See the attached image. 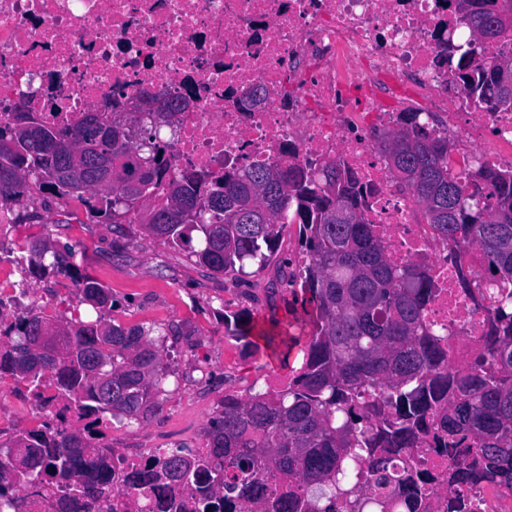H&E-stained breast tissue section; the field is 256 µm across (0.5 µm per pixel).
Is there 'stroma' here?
<instances>
[{
	"label": "stroma",
	"instance_id": "35a3bbf8",
	"mask_svg": "<svg viewBox=\"0 0 512 512\" xmlns=\"http://www.w3.org/2000/svg\"><path fill=\"white\" fill-rule=\"evenodd\" d=\"M35 220H28V213ZM13 244L49 237L54 247H76V262L82 274L109 289L113 323L140 325L167 333L171 352L169 375L160 397L163 408L142 425L111 421L105 445L122 452L139 448H172L186 441L201 448L204 428L228 394L246 396L276 390L277 380L299 369L311 325L304 310H293L291 293L280 294L275 310L257 308L252 298L263 295L273 269L252 275V297L193 263L185 252L149 239L141 224H105L89 219L78 202L62 206L47 194L35 195L15 207L12 217ZM27 281L26 304L45 308L50 319L75 315L96 320V312L78 305L72 280L62 274L24 278L20 269L0 266V289L8 282ZM296 314L291 332L299 337L287 357L265 355L250 339L233 335L224 318L238 316L240 324L264 321L269 315L287 318ZM24 383L0 380V445L10 446L16 433L12 423L20 401L31 400Z\"/></svg>",
	"mask_w": 512,
	"mask_h": 512
}]
</instances>
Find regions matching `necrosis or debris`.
<instances>
[{"mask_svg": "<svg viewBox=\"0 0 512 512\" xmlns=\"http://www.w3.org/2000/svg\"><path fill=\"white\" fill-rule=\"evenodd\" d=\"M448 0H0V124L25 97L48 124L74 127L89 109L172 113L175 169L220 174L224 164L318 167L338 161L362 186L361 215L396 263L431 279L425 319L452 336L453 369L485 345L496 297L482 287L475 252L448 246L394 181L378 148L397 112L380 109L395 86L421 100L420 119L479 162L512 167V112L466 95L458 31ZM266 96L247 107L243 92ZM432 498L400 492L391 512H512V489L483 480L450 495L453 455L432 434L419 447Z\"/></svg>", "mask_w": 512, "mask_h": 512, "instance_id": "4bbe7bcc", "label": "necrosis or debris"}]
</instances>
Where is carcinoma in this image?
<instances>
[{
  "instance_id": "1",
  "label": "carcinoma",
  "mask_w": 512,
  "mask_h": 512,
  "mask_svg": "<svg viewBox=\"0 0 512 512\" xmlns=\"http://www.w3.org/2000/svg\"><path fill=\"white\" fill-rule=\"evenodd\" d=\"M448 0L471 34L493 39L512 29V0L484 9ZM477 106L492 97L512 108V60L482 67L468 85ZM170 143L156 125L134 130L118 112H88L73 129L46 124L24 101L0 124V212L47 191L78 201L91 217L113 224L140 220L147 235L183 250L231 284L246 267L270 266L290 219L298 225L302 263L284 259L265 288L266 303L299 287L314 305L315 328L302 366L282 390L224 395L205 427L206 447L151 453L142 470L118 480L110 457L89 427L20 433L0 448V512H31L24 488L65 486L68 497L97 503L115 483L139 486L157 512H363L407 483L413 454L399 463L392 448L412 450L429 421L445 448H464L466 464L448 470L455 493L477 474L512 487V170L478 163L453 165V147L408 112L378 147L413 174L397 178L420 205L436 235L478 254L490 282L508 289L496 307L487 349L465 372L448 359V335L427 323L429 278L418 265L396 264L383 239L359 212L361 189L341 165L294 168L255 162L210 172H176ZM351 217L336 223V213ZM27 272L66 274L80 303L112 310L108 289L79 273L77 250L28 241ZM164 340L104 316L52 322L35 309L0 328V379L20 378L35 401L50 399L97 420L144 423L161 410L168 376ZM103 461L93 482L77 478L82 461Z\"/></svg>"
}]
</instances>
